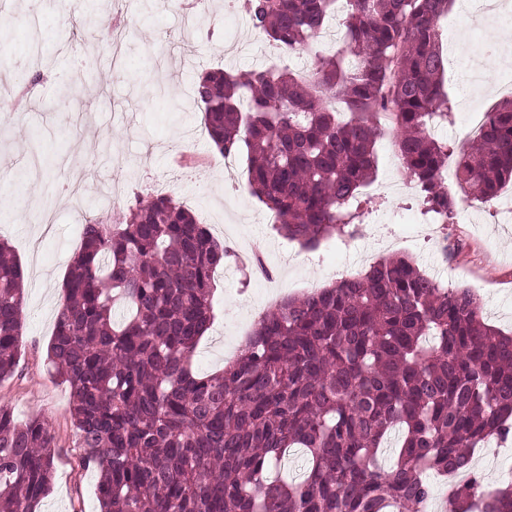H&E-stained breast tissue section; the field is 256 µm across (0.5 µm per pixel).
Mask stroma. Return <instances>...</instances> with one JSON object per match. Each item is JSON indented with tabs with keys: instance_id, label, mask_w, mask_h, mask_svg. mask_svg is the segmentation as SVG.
<instances>
[{
	"instance_id": "stroma-1",
	"label": "stroma",
	"mask_w": 512,
	"mask_h": 512,
	"mask_svg": "<svg viewBox=\"0 0 512 512\" xmlns=\"http://www.w3.org/2000/svg\"><path fill=\"white\" fill-rule=\"evenodd\" d=\"M119 23L125 30L123 57L100 37L82 29L85 19ZM9 23L0 40V185L23 202L20 214L0 218V240L8 242L24 271L22 346L14 375L0 382V405L20 422L48 420L58 455L49 494L35 512H99L95 469L78 466L80 450L70 416V391L47 368V347L64 302L62 283L88 220L117 218L101 189L118 180L124 203L135 196L166 193L186 203L201 223L233 249L262 253L271 281L245 278L234 260L216 272L215 319L201 338L195 367L221 371L224 349L244 335L257 308L282 292L299 296L329 281L366 271L382 257L409 256L426 274L449 287L475 289L488 323L512 331V223L500 220L512 209V185L498 197L468 211H456L450 255L425 243L431 227L417 194L404 188L390 141L378 147V170L363 188L368 214L360 238L332 237L306 251L264 220V207L246 185V165L236 159L225 170L220 154L201 136L203 112L193 98L198 76L212 69L251 70L278 55L266 37L252 30L245 14L219 6L200 19L197 40L185 41L183 16L160 0H80L62 11L58 0H0V19ZM447 22L459 44H445L446 83L456 111L435 131L438 139L460 143L468 128L460 110L472 96L487 107L507 99L498 88L512 70V23L471 16L455 0ZM71 174L81 193L60 194L57 184ZM50 209L54 222H31L33 211Z\"/></svg>"
}]
</instances>
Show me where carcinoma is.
I'll return each mask as SVG.
<instances>
[{
    "mask_svg": "<svg viewBox=\"0 0 512 512\" xmlns=\"http://www.w3.org/2000/svg\"><path fill=\"white\" fill-rule=\"evenodd\" d=\"M451 2L243 0L255 31L312 56L309 77L217 69L194 95L212 147L246 155L250 192L285 238L312 249L358 232L386 136L426 214L455 212L439 182L453 154L467 199L489 202L512 182V99L472 141L429 133L451 115L440 34ZM338 12L342 42L325 53ZM226 258L169 195L84 225L47 360L70 388L78 465L99 473L101 512H425L429 475L466 471L453 512H512V480L471 472L475 448L512 436V336L485 322L471 289L385 257L284 299L222 371L200 375L194 353ZM23 279L0 242V381L17 367ZM56 448L44 419L19 423L0 406V512H33L49 494ZM291 448L305 449L307 471L288 480L274 472Z\"/></svg>",
    "mask_w": 512,
    "mask_h": 512,
    "instance_id": "obj_1",
    "label": "carcinoma"
}]
</instances>
